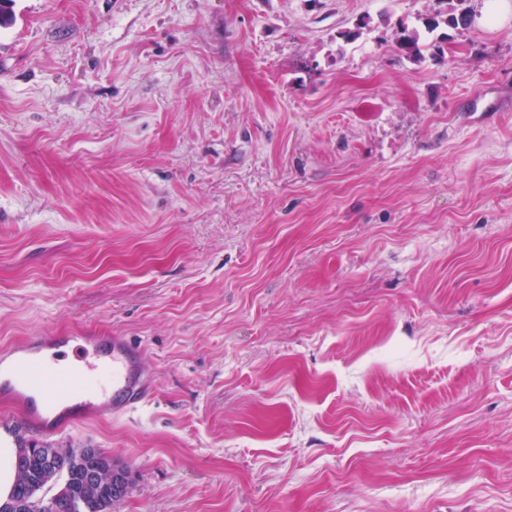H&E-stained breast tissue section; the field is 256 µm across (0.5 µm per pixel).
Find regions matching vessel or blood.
<instances>
[{
  "mask_svg": "<svg viewBox=\"0 0 512 512\" xmlns=\"http://www.w3.org/2000/svg\"><path fill=\"white\" fill-rule=\"evenodd\" d=\"M144 353L127 337L41 336L0 352V397L24 405L22 420L0 415V437L17 426L43 435L87 413L120 416L151 394Z\"/></svg>",
  "mask_w": 512,
  "mask_h": 512,
  "instance_id": "obj_1",
  "label": "vessel or blood"
}]
</instances>
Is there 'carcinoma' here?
<instances>
[{"label":"carcinoma","instance_id":"1","mask_svg":"<svg viewBox=\"0 0 512 512\" xmlns=\"http://www.w3.org/2000/svg\"><path fill=\"white\" fill-rule=\"evenodd\" d=\"M472 0H455L447 17L440 14L428 16L423 20V27L427 34H433L440 26L445 25L451 28L458 26L466 27L475 16V10L471 6ZM397 44L407 56L417 59L422 55V49L433 48L434 52H444L442 42L432 40L428 43H421V35L415 29L400 26L397 31ZM61 455L60 465L64 474V485L61 486L65 497L76 500L82 499L86 503L85 508L73 504L71 512H110L109 506L112 496V485L110 480H104L93 488L84 486V472L92 466L100 463H110L112 458L102 450L95 448L88 456L66 455L61 448H54L48 443H33L21 440L17 448V458L24 459V463L17 464L18 479L13 493L8 501L0 503V512H16L14 507H21V512H40L38 510L39 498L37 493L46 486L52 484L48 480L52 465L49 464L50 455Z\"/></svg>","mask_w":512,"mask_h":512}]
</instances>
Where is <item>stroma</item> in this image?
I'll use <instances>...</instances> for the list:
<instances>
[{"label": "stroma", "mask_w": 512, "mask_h": 512, "mask_svg": "<svg viewBox=\"0 0 512 512\" xmlns=\"http://www.w3.org/2000/svg\"><path fill=\"white\" fill-rule=\"evenodd\" d=\"M449 0H15L0 348L116 332L153 394L41 437L116 512H512V18ZM355 39H345V32ZM455 2L446 18L439 13L424 18L423 27L427 34H433L441 24L457 28L458 26L467 27L472 22L475 16V10L470 4L472 0H455ZM421 35L416 29H409L406 26L401 25L397 31V44L408 57L414 59L420 58L422 55L421 47H432L435 53H442L444 55V47L442 45L444 41L432 40L428 43H421ZM112 458L107 456L102 450L94 448L88 456H79L77 454L69 455L60 459V465L63 469L64 482L61 488L62 493L71 501L83 499L86 507L81 509L77 503H73V510L67 512H111L109 509L112 485L110 480H104L98 483L103 477L110 476V473L104 470H97L88 475V485L94 486L89 489L83 485L84 472L87 467L98 465L100 463H112ZM115 462V461H114ZM67 483V485H65ZM57 491V492H58Z\"/></svg>", "instance_id": "obj_1"}]
</instances>
